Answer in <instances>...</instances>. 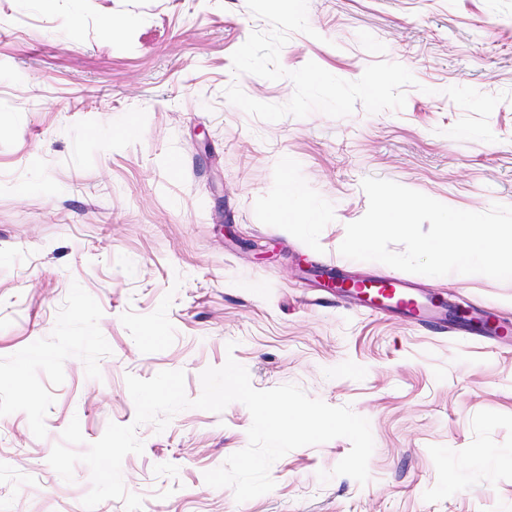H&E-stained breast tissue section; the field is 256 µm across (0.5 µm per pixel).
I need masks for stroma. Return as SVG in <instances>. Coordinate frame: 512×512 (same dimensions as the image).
I'll list each match as a JSON object with an SVG mask.
<instances>
[{
  "mask_svg": "<svg viewBox=\"0 0 512 512\" xmlns=\"http://www.w3.org/2000/svg\"><path fill=\"white\" fill-rule=\"evenodd\" d=\"M77 19L76 30L67 23ZM283 68L358 80L407 67L403 110L274 122L230 104L238 84L287 103L290 80L232 73L268 30L246 0H0V512H84L87 465H49L71 419L84 442L135 406L127 375H200L227 358L252 386L294 384L366 417L370 479L333 469L336 438L294 449L243 503L205 484L248 444L239 402L146 423L125 488L142 512H512V338L370 313L316 287L367 211L361 182H397L474 212L512 206V0H308ZM303 209L278 224L285 182ZM426 297L512 320V281L414 275ZM330 472L320 482L318 471Z\"/></svg>",
  "mask_w": 512,
  "mask_h": 512,
  "instance_id": "obj_1",
  "label": "stroma"
}]
</instances>
